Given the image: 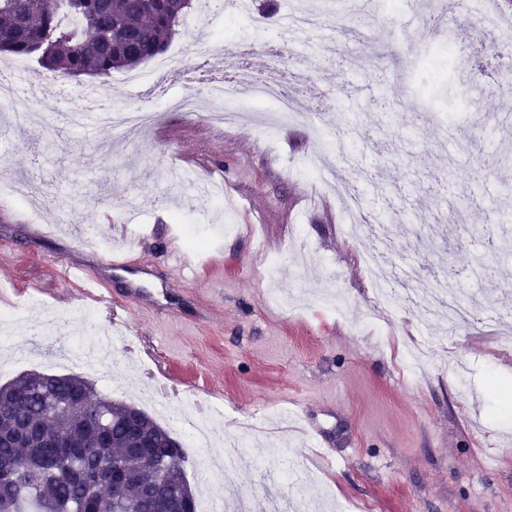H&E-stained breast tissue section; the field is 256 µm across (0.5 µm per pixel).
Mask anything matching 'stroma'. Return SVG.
Listing matches in <instances>:
<instances>
[{"mask_svg":"<svg viewBox=\"0 0 512 512\" xmlns=\"http://www.w3.org/2000/svg\"><path fill=\"white\" fill-rule=\"evenodd\" d=\"M253 2L269 33L227 10L181 28L171 47L194 67L196 44L220 52L226 37L243 40L247 68L283 74L312 122L266 129L248 118L222 128L203 113L168 108L199 93L189 78L168 76L148 100L110 78L53 82L30 61L28 85L0 108V179L44 188L33 209L0 195V300L15 305L14 336L37 340L42 325L54 324L49 345L64 349L90 311L112 340L107 372L92 381L98 393L127 401L121 386L132 378L149 397L143 410L222 411L223 435H247L251 445L237 457L230 488L203 479L223 447L190 449L196 497L243 496L252 512L295 493L326 512H512V255L487 249L491 240L512 241V133L503 129L512 88L498 74L512 41L484 33L474 20L484 4L471 0L451 40L469 65L441 59L447 83L439 87L423 63L441 46L432 13H378L361 2L284 36L278 21L301 0ZM376 99L387 108L374 109ZM97 100L146 106L158 118L138 140L102 123L70 126L71 109L93 113ZM31 109L66 127L64 145L51 146L36 124L13 131L11 114ZM447 110L444 127L434 115ZM318 125L335 130V141L322 142ZM304 160L334 167L372 223L349 239L340 200L308 205L304 182L288 174ZM218 178L239 205L230 231L194 187ZM94 197L104 205L68 206ZM31 224L53 232L30 238ZM383 227L398 230L388 261L416 266L426 279L458 271L470 311L461 330L449 333L430 305L393 313L387 338L361 320L373 297L358 257L379 249ZM298 231L300 245L292 241ZM196 233L215 245L191 252ZM478 255L495 270L494 283L476 271ZM115 256L124 269L112 270ZM67 262L100 282V300L83 295ZM275 288L293 291L296 306L274 304ZM336 296L346 314L327 307ZM421 341L431 348L428 364L416 376L402 373L406 346ZM201 379L213 396L192 393ZM299 410L326 429L331 462L293 420ZM277 440L288 454H272Z\"/></svg>","mask_w":512,"mask_h":512,"instance_id":"stroma-1","label":"stroma"}]
</instances>
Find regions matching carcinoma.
<instances>
[{"instance_id":"obj_1","label":"carcinoma","mask_w":512,"mask_h":512,"mask_svg":"<svg viewBox=\"0 0 512 512\" xmlns=\"http://www.w3.org/2000/svg\"><path fill=\"white\" fill-rule=\"evenodd\" d=\"M193 0H0V52L36 56L51 80L107 78L163 52ZM80 399L65 420L45 411L43 395ZM108 426L98 424L102 397L74 375L32 371L0 386V469L27 461L0 480V512H113L119 486L138 512H148L156 463L167 460L168 483L186 481L189 457L180 441L145 411L112 402ZM126 460L112 476L110 461Z\"/></svg>"}]
</instances>
